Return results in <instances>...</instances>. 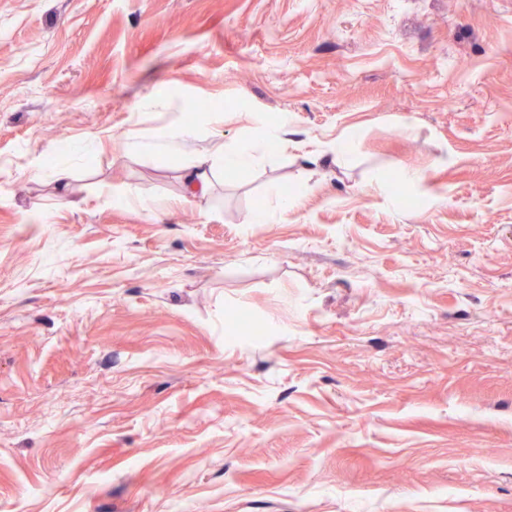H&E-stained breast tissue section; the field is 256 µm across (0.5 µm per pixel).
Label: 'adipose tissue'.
<instances>
[{
	"label": "adipose tissue",
	"instance_id": "1",
	"mask_svg": "<svg viewBox=\"0 0 512 512\" xmlns=\"http://www.w3.org/2000/svg\"><path fill=\"white\" fill-rule=\"evenodd\" d=\"M290 126L288 122H280L274 126L263 128L260 138L253 142L241 144L235 151L217 156L202 155L193 163L184 175V183L191 196H207L211 181L208 169L216 165L236 170H243L254 164L257 156L269 154L272 146L284 145L288 141Z\"/></svg>",
	"mask_w": 512,
	"mask_h": 512
}]
</instances>
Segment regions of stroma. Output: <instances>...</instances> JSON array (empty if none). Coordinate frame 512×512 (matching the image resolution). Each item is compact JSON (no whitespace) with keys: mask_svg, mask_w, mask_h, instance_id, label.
Masks as SVG:
<instances>
[{"mask_svg":"<svg viewBox=\"0 0 512 512\" xmlns=\"http://www.w3.org/2000/svg\"><path fill=\"white\" fill-rule=\"evenodd\" d=\"M0 512H512V0H0ZM288 133L290 125L283 121L263 128L258 140L243 143L231 153L224 154L222 151L218 156H199L183 176L188 193L193 197H205L209 194L211 181L205 168L212 170L218 163H222L224 168L244 170L254 164L257 155L269 154L272 146L288 143ZM196 130L194 127L176 123L169 126L163 133L165 144L170 152H179L186 142L195 137Z\"/></svg>","mask_w":512,"mask_h":512,"instance_id":"stroma-1","label":"stroma"}]
</instances>
